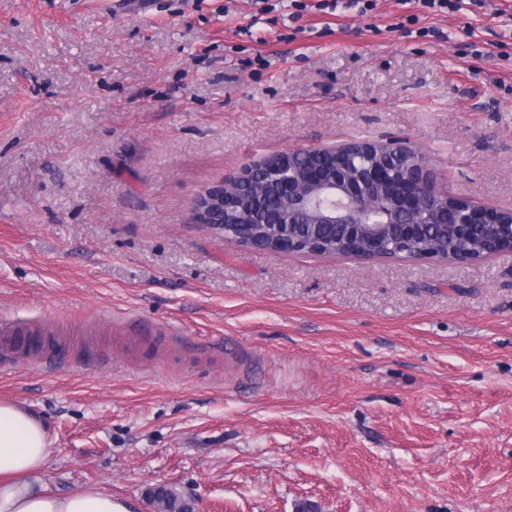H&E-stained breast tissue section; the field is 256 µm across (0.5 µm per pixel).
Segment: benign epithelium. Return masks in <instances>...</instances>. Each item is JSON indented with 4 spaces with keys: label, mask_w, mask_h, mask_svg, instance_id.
Wrapping results in <instances>:
<instances>
[{
    "label": "benign epithelium",
    "mask_w": 512,
    "mask_h": 512,
    "mask_svg": "<svg viewBox=\"0 0 512 512\" xmlns=\"http://www.w3.org/2000/svg\"><path fill=\"white\" fill-rule=\"evenodd\" d=\"M360 146L375 149L379 159L367 167L341 168L333 176L325 166L309 165L298 171L289 165L297 155L332 158ZM251 186L258 195L271 188L286 204L282 214L269 221L279 252H299L315 242L311 231L319 225H340L374 251L393 229L400 238L419 233L420 216L443 199L454 214L461 237L482 225H498L500 235L512 244V210L484 208L467 198L435 188L423 155L401 140L386 143L350 142L336 148H305L281 152L252 161L224 183L204 190L195 200L193 220L217 230L233 223L240 190Z\"/></svg>",
    "instance_id": "benign-epithelium-1"
}]
</instances>
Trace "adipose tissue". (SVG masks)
<instances>
[{
    "instance_id": "1",
    "label": "adipose tissue",
    "mask_w": 512,
    "mask_h": 512,
    "mask_svg": "<svg viewBox=\"0 0 512 512\" xmlns=\"http://www.w3.org/2000/svg\"><path fill=\"white\" fill-rule=\"evenodd\" d=\"M51 453L44 425L27 410L0 403V512H135L101 491L58 494L43 476Z\"/></svg>"
}]
</instances>
